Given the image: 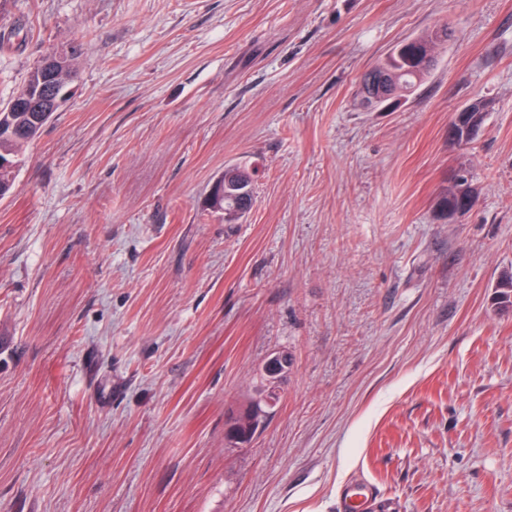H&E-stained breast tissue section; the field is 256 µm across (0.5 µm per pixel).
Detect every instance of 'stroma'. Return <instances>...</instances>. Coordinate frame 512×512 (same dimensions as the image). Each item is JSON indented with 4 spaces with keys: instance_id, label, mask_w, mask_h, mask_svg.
Instances as JSON below:
<instances>
[{
    "instance_id": "stroma-1",
    "label": "stroma",
    "mask_w": 512,
    "mask_h": 512,
    "mask_svg": "<svg viewBox=\"0 0 512 512\" xmlns=\"http://www.w3.org/2000/svg\"><path fill=\"white\" fill-rule=\"evenodd\" d=\"M441 22L427 80L364 111L361 73ZM71 47L0 200V512H338L356 476L374 512H512V0H0V102ZM455 119V125L448 127V140L458 145L460 130H462V139L474 138L477 130L481 127L479 125L478 114L472 115V112H485L484 103L482 101H473L464 106ZM222 184L224 185V189L226 191L232 192L233 189L238 187L239 185H247L251 190V198L249 199L248 204L246 205H238L236 204L229 196H224V201H211L212 208H218L220 210L224 209V221L228 224L236 223L246 212H248L253 205V190H252V178L248 171L245 169H241L236 166H229L224 168V178L220 181L216 182L213 187L212 193L215 192L216 189L221 188ZM458 187V184L453 182L445 195V200H448V206L443 208V212L450 219L458 214L466 212L475 202L474 194L470 190L469 186L467 187V184L461 188L455 197L448 199V197L454 195ZM292 365L285 354L277 353L271 356L262 367L263 380L266 384V392L259 394L254 400L241 407L228 421L225 432V439L232 446L244 445L246 436L258 431L266 423L275 405L274 394H277L276 383L278 379Z\"/></svg>"
}]
</instances>
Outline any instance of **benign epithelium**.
<instances>
[{"label":"benign epithelium","mask_w":512,"mask_h":512,"mask_svg":"<svg viewBox=\"0 0 512 512\" xmlns=\"http://www.w3.org/2000/svg\"><path fill=\"white\" fill-rule=\"evenodd\" d=\"M57 55L44 60V74L40 78V86L35 93L25 97H14L8 108H27L34 112H55L63 102L66 93L54 77V66ZM357 92L363 106L370 110L380 107L391 98L388 92V77L369 72L359 81ZM484 111V103L473 101L464 106L456 116L455 124L448 127V140L458 143L459 138H472L480 128L476 112ZM475 202L473 192L464 186L456 196L448 199V206L443 212L448 218L467 211ZM291 368L286 355L277 353L271 356L262 367L263 380L267 386L266 392L258 395L254 400L241 407L228 421L225 439L233 446L243 444L245 437L255 434L263 427L271 410L275 405L274 394L277 393L278 379Z\"/></svg>","instance_id":"1"}]
</instances>
